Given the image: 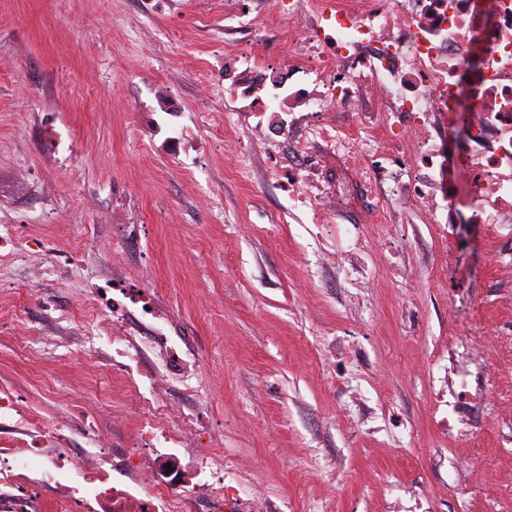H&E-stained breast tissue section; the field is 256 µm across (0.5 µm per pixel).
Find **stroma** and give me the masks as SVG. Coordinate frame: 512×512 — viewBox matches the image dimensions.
I'll return each instance as SVG.
<instances>
[{
    "mask_svg": "<svg viewBox=\"0 0 512 512\" xmlns=\"http://www.w3.org/2000/svg\"><path fill=\"white\" fill-rule=\"evenodd\" d=\"M235 2L0 0V225L52 252L88 224L138 225L219 380L199 395L230 496L512 512V226L388 224L350 194L325 229L290 212L263 155L239 172ZM264 2L247 21L273 65L299 21ZM63 356L36 372L1 344L0 382L35 396L62 378L68 407L89 366L85 347Z\"/></svg>",
    "mask_w": 512,
    "mask_h": 512,
    "instance_id": "1",
    "label": "stroma"
}]
</instances>
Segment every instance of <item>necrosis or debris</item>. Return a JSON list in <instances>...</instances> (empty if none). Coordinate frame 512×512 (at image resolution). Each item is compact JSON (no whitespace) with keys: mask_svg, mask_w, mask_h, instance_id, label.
<instances>
[{"mask_svg":"<svg viewBox=\"0 0 512 512\" xmlns=\"http://www.w3.org/2000/svg\"><path fill=\"white\" fill-rule=\"evenodd\" d=\"M316 11L323 25L300 31L299 59L281 63L285 80L259 97L261 70L226 69L248 112L247 150L267 155L268 175L316 224H332L342 188L328 180V157L357 161L359 186L392 194L424 224L454 223L458 186L444 141L474 29L482 64L468 104L462 170L475 224H512V0H288L292 16ZM385 102L386 132L370 109ZM18 264L26 285L57 272L79 277L76 255L49 256L42 239L0 234V261ZM89 309L72 312L71 342L91 339L95 363L122 379L133 426L110 431L106 405L77 393L64 414L57 396L31 403L0 385V512H230L224 458L194 395L206 363L192 344L175 346L159 305L155 270L127 249L101 252ZM136 287H125L127 275Z\"/></svg>","mask_w":512,"mask_h":512,"instance_id":"necrosis-or-debris-1","label":"necrosis or debris"}]
</instances>
